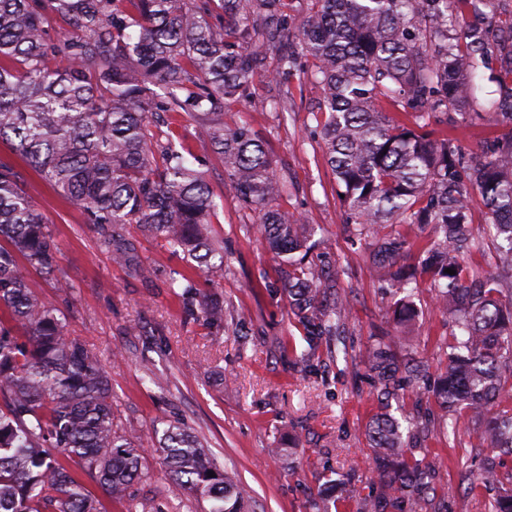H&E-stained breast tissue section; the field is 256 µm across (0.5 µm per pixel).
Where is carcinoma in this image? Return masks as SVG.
Masks as SVG:
<instances>
[{"label":"carcinoma","instance_id":"obj_1","mask_svg":"<svg viewBox=\"0 0 512 512\" xmlns=\"http://www.w3.org/2000/svg\"><path fill=\"white\" fill-rule=\"evenodd\" d=\"M310 2L299 17L288 13V0H0V143L82 210L116 265L145 280L160 274L127 232L135 224L214 285L226 271L212 230L216 195L155 120L162 112L189 117L241 201L262 211L268 249L294 267L284 291L314 343L335 334L349 308L324 266L296 257L307 250L310 228L276 207L285 182L251 128L226 113L257 79L277 84L300 58L312 60L324 154L357 235L373 240V270L400 288L427 276L439 308L461 330L432 392L444 411L462 407L482 427L480 439L512 455V414L493 413L512 396V21L493 32L464 23L487 0H453L454 12L448 0ZM51 14L69 26L56 44L46 39ZM293 28L299 38L290 50L282 41ZM492 43L499 64L492 108L509 130L470 160L427 119L467 112L473 74L478 61H490ZM50 55L70 66L49 69ZM398 106L407 120L387 112ZM24 182L21 170L0 160V512H103L84 476L125 512H151L133 490L149 478L141 439L118 424L98 358L66 335L64 315L30 286L34 269L61 294L74 292ZM473 190L486 208L482 235L468 230ZM393 224L430 225L433 237L419 246L386 232ZM489 241L497 273L466 271L463 259ZM167 283L185 319L224 326V302L193 277L171 271ZM393 318L415 320L412 295ZM363 358L385 397L405 382L420 386L413 351H398L394 341L369 344ZM367 433L374 481L388 497L364 501L360 512H386L390 499L416 504L431 467L407 459L390 416L372 418ZM156 451L171 483L202 502V512H249L236 475L218 469L195 436L170 426Z\"/></svg>","mask_w":512,"mask_h":512}]
</instances>
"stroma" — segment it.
Listing matches in <instances>:
<instances>
[{"label":"stroma","instance_id":"stroma-1","mask_svg":"<svg viewBox=\"0 0 512 512\" xmlns=\"http://www.w3.org/2000/svg\"><path fill=\"white\" fill-rule=\"evenodd\" d=\"M313 70L303 59L282 79L286 110L262 107V79L252 88V100L227 109L266 145L274 173L288 183L279 208L314 226L336 289L349 301L344 330L322 342L317 353H310L288 307L286 266L265 248L258 212L242 204L219 157L176 112L166 118L200 160L219 203L213 229L229 266L217 289L224 298L223 329L186 321L164 278L147 281L113 265L96 247L80 209L30 173L24 188L47 216L60 266L75 286L65 297L52 280L35 273L32 289L66 314L68 335L98 355L121 425L140 435L147 450L150 479L139 485V494L155 499L161 512L197 508L193 497L171 488L155 450L154 429L171 424L197 436L217 467L236 471L254 512H313L331 479L346 483L348 491L329 503V512H360L364 499L383 493L371 479L373 450L366 434L380 412L416 421L407 455L435 472L416 512H490L496 498L512 491V456L480 444V427L466 411L447 415L432 393L407 388L382 402L361 357L375 339L398 336L435 376L445 368L458 329L437 307L422 275L415 292L418 319L409 325L392 321L399 295L374 273L365 242L353 240L349 211L324 157ZM497 74L496 63L479 65L473 112L456 125L441 113L430 118L435 132H450L473 156L505 130L489 112ZM156 377L163 387L153 385ZM491 461L501 480L488 484L481 473Z\"/></svg>","mask_w":512,"mask_h":512}]
</instances>
